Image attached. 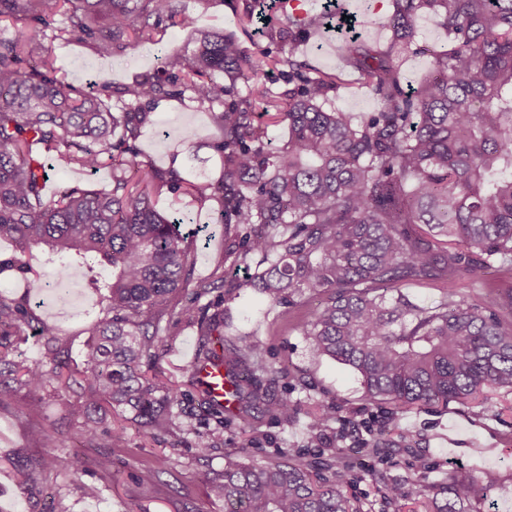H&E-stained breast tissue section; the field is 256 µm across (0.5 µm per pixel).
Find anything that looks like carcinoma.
Instances as JSON below:
<instances>
[{"label": "carcinoma", "mask_w": 512, "mask_h": 512, "mask_svg": "<svg viewBox=\"0 0 512 512\" xmlns=\"http://www.w3.org/2000/svg\"><path fill=\"white\" fill-rule=\"evenodd\" d=\"M59 1L66 9L58 22L48 9ZM429 13L439 17L450 48L432 52L433 76L407 91L393 56L413 51L411 30ZM266 17L263 0L247 4L246 24L267 27ZM3 18L22 27L0 36V240L17 244L0 258V274L40 293L90 259L108 273L89 280L103 316L90 329L95 340L82 368L71 365L57 330L39 322L29 302L0 296V397L22 390L37 415L49 389L66 390L79 378L69 408L83 426L79 438L114 442L125 439V428L113 414L127 413L147 431L192 432L174 412L192 387L199 417L214 422L199 446L203 456L224 444L226 413L248 426L256 410L286 424L303 412L312 439L321 440L336 420L331 407L276 397L273 387L286 372L268 363L262 343L212 348L224 310L171 305V295L189 285L194 241L180 220L156 208L152 196L164 187L215 202L228 254L248 271L243 279L221 274L210 288L224 289L225 302L257 288L285 309L307 294L320 296L319 308L298 325L310 351L351 368L367 399L389 405L393 419L450 402L482 414L487 390L512 391V292L491 300L448 292L425 307L401 290L493 268L512 273V0H394L386 50L355 38L343 48V65L361 72L379 99L378 111L363 116L332 106L335 77L298 59V33L320 26L322 12L279 20L286 57L248 55L237 34L203 32L193 57L162 54L156 72L122 86L104 80L90 92L57 76L48 32L110 54L127 29L157 44L167 28L197 18L176 0H0ZM35 55L39 61L29 63ZM271 65L288 69V92L262 82ZM174 96L197 103L222 131L213 144L224 160L221 180L191 182L174 167L142 160L138 141L153 123L151 104ZM270 125L288 127L277 149ZM107 162L109 190L67 185L45 197L51 171L94 172ZM181 324L200 336L196 362L224 369L228 404L193 369L184 390L142 372L155 337ZM27 328L47 337L52 369L8 365L6 352ZM357 430L354 419L341 420L334 462L322 469L288 450L265 463L245 461L241 449L227 452L207 493L224 501L225 512H362L349 493L356 476L341 446ZM416 445L403 431L395 440L364 442L381 461L390 446L411 453ZM71 466L54 453L38 463L42 470ZM370 476L393 512L411 500L420 504L411 512H481L478 504L497 485L488 469L448 470L431 484L386 483L375 468Z\"/></svg>", "instance_id": "obj_1"}]
</instances>
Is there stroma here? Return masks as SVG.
Instances as JSON below:
<instances>
[{
    "instance_id": "1",
    "label": "stroma",
    "mask_w": 512,
    "mask_h": 512,
    "mask_svg": "<svg viewBox=\"0 0 512 512\" xmlns=\"http://www.w3.org/2000/svg\"><path fill=\"white\" fill-rule=\"evenodd\" d=\"M179 8L194 15L195 28L167 30L162 44L134 43L132 35H124L120 49L105 56L91 44L54 40L52 55L61 77L78 88L91 82L109 80L117 84L132 82L136 76L158 66L156 47L166 52L191 54L197 47V30L236 31L245 52L256 54L272 48L273 33L268 29L242 27L244 0H178ZM344 35L321 28L308 33L300 45V57L314 68L337 75L339 87L332 98L335 107L357 115L376 111L377 99L363 85L357 71L343 68L341 47ZM412 40L415 52L395 58L403 87L413 88L430 76L429 49H444L448 36L432 15L420 17L414 26ZM154 122L147 126L139 140L141 150L159 167L177 166L185 178L203 173L209 180L223 174V158L212 144L221 132L207 112L185 98L160 101L153 107ZM193 128V146L182 141L184 128ZM159 211L186 217L182 229L203 230L206 243L198 245L191 269L192 284L179 294V301L198 297L200 305L220 301L218 291L198 295L196 285L212 280L216 269L225 276L244 277L243 269L223 261L224 227L213 223V213L192 197L162 191L155 197ZM77 302L63 306L55 293L30 297L24 280L0 274V295L29 299L42 322L54 325L69 350L71 360L84 363L90 350L88 329L96 320L100 307L88 288V270L77 268ZM221 302V301H220ZM224 304V303H223ZM319 306L318 298L307 295L299 307L280 317L279 307L271 305L255 290H246L235 301L224 304V337L243 345L261 340L267 358L273 365L286 369L287 375L275 387L277 396L291 400L312 398L334 407L336 417H350L359 422L355 436L349 438V459L354 465L356 481L353 494L363 512H381L382 502L369 476L373 460L367 452L357 450L358 440L369 438L388 420L384 406L369 402L357 377L343 365L314 356L294 324ZM198 336L194 328L185 326L173 334L161 333L155 340L154 366L176 383L196 357ZM495 410L473 415L466 407L452 403L442 407H422L403 415L399 430L420 436L421 452L430 463L425 482L437 481L443 472H468L490 468L499 475L498 485L482 500V512H512V411L497 415L500 406L512 404V393L496 390L491 394ZM73 392L48 396L38 417L39 424L54 431L57 454L71 458L70 471H40L36 465L44 450L27 432L28 405L23 393L0 398V512H225L222 501L208 497L207 482L224 469V451L244 448L247 460L264 462L273 459L279 448L302 451L307 447L304 423L287 425L262 418L253 427H245L236 417L224 424V444L200 456L197 443L208 433L205 424H195L192 433L179 437L153 434L127 424L124 442L102 450L77 439L78 430L67 416L66 408L74 401ZM106 455L110 469L91 467L90 459ZM36 469V479L29 489L16 484V470ZM159 471L155 484H147V469ZM99 488L97 497H86L82 488Z\"/></svg>"
}]
</instances>
